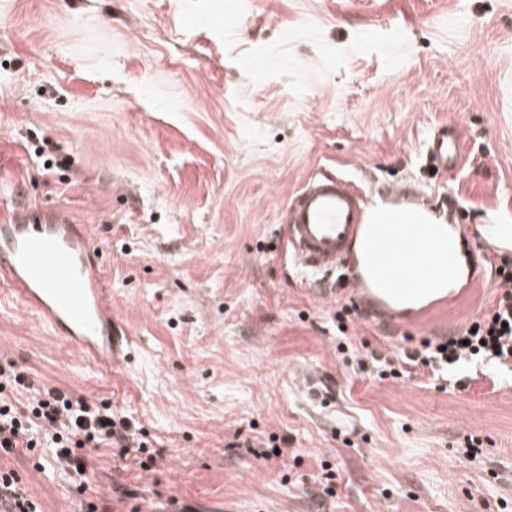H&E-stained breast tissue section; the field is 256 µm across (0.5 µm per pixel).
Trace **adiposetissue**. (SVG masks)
Wrapping results in <instances>:
<instances>
[{
	"mask_svg": "<svg viewBox=\"0 0 512 512\" xmlns=\"http://www.w3.org/2000/svg\"><path fill=\"white\" fill-rule=\"evenodd\" d=\"M398 220L406 224H427L431 227V235L427 240V247L438 260V269L435 277L422 284L419 291L399 299L397 306L404 310L419 308L420 306L446 296L463 284L468 263L462 248V239L458 231L447 219L441 218L426 209L414 211H392L386 203H378L372 214V222L368 226L369 232H377L387 227L390 220Z\"/></svg>",
	"mask_w": 512,
	"mask_h": 512,
	"instance_id": "1",
	"label": "adipose tissue"
}]
</instances>
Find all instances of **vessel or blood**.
I'll return each instance as SVG.
<instances>
[{"mask_svg":"<svg viewBox=\"0 0 512 512\" xmlns=\"http://www.w3.org/2000/svg\"><path fill=\"white\" fill-rule=\"evenodd\" d=\"M463 149L456 126L437 127L426 147L430 173L443 177L456 171ZM370 205V196L356 190L348 175L316 172L288 203L284 240L305 282L343 273L358 307L380 316L384 296L349 264L353 242L365 233ZM427 234V225L406 224L371 240L372 278L387 282L388 295L413 292L432 274L435 259L422 246ZM0 282L95 370L108 374L121 363V342L128 331L112 313V290L89 225L72 223L59 207L36 216L9 212L0 220Z\"/></svg>","mask_w":512,"mask_h":512,"instance_id":"b4317fda","label":"vessel or blood"}]
</instances>
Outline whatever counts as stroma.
I'll use <instances>...</instances> for the list:
<instances>
[{
    "label": "stroma",
    "mask_w": 512,
    "mask_h": 512,
    "mask_svg": "<svg viewBox=\"0 0 512 512\" xmlns=\"http://www.w3.org/2000/svg\"><path fill=\"white\" fill-rule=\"evenodd\" d=\"M445 123L466 156L433 179ZM319 167L409 187L480 253L512 218V0H0V194L92 225L130 331L97 374L0 285V362L110 402L157 452L99 448L81 493L49 449L0 455L42 512H512V377L379 381L337 354L349 293L310 291L283 235ZM496 292L348 337L438 341ZM470 434L487 457L462 456Z\"/></svg>",
    "instance_id": "stroma-1"
}]
</instances>
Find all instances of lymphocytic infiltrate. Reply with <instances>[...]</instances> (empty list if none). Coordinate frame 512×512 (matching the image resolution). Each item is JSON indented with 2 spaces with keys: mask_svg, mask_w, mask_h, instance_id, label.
<instances>
[{
  "mask_svg": "<svg viewBox=\"0 0 512 512\" xmlns=\"http://www.w3.org/2000/svg\"><path fill=\"white\" fill-rule=\"evenodd\" d=\"M500 291L493 305L459 332L442 341L423 339L417 347L382 352L369 344L354 348L346 335L351 307L336 313L339 338L336 351L351 356L357 371L383 379L410 377L427 370L432 377L447 378L449 370L486 363L499 374H512V257L505 255L496 268ZM49 443L53 457L68 470L77 491H84L90 450L116 447L143 448L134 422L114 415L107 401L74 399L64 392L41 390L33 404L19 409L0 402V454L30 450Z\"/></svg>",
  "mask_w": 512,
  "mask_h": 512,
  "instance_id": "f902f5d3",
  "label": "lymphocytic infiltrate"
}]
</instances>
